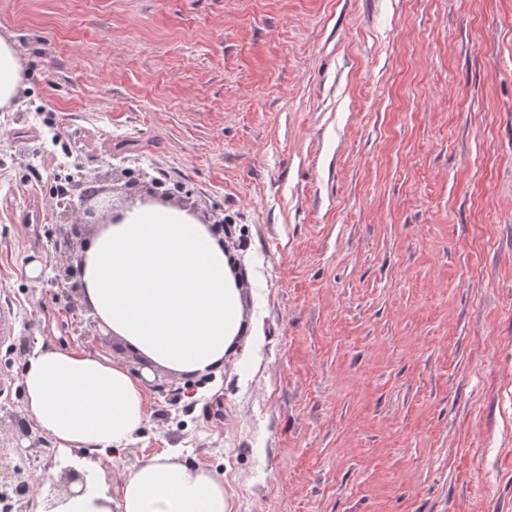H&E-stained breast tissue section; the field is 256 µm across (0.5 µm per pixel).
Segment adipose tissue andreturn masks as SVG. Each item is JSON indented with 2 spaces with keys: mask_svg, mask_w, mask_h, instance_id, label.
Returning <instances> with one entry per match:
<instances>
[{
  "mask_svg": "<svg viewBox=\"0 0 512 512\" xmlns=\"http://www.w3.org/2000/svg\"><path fill=\"white\" fill-rule=\"evenodd\" d=\"M81 299L99 327L179 376L220 368L244 331L224 246L188 211L158 202L98 225L79 255ZM25 408L61 450L79 449L82 482L44 512H226L224 482L165 454L142 461L111 492L97 455L124 451L146 417V384L107 354L37 341L21 374Z\"/></svg>",
  "mask_w": 512,
  "mask_h": 512,
  "instance_id": "ef3b65f1",
  "label": "adipose tissue"
}]
</instances>
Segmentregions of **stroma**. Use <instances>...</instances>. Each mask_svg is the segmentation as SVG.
Masks as SVG:
<instances>
[{"instance_id":"obj_1","label":"stroma","mask_w":512,"mask_h":512,"mask_svg":"<svg viewBox=\"0 0 512 512\" xmlns=\"http://www.w3.org/2000/svg\"><path fill=\"white\" fill-rule=\"evenodd\" d=\"M0 36V407L20 336L143 372L26 272L58 176L123 208L141 169L230 224L247 348L156 371L193 398L147 391L111 490L165 453L227 512H512V0H0ZM21 82L17 51L10 41L0 37V108L11 104Z\"/></svg>"}]
</instances>
